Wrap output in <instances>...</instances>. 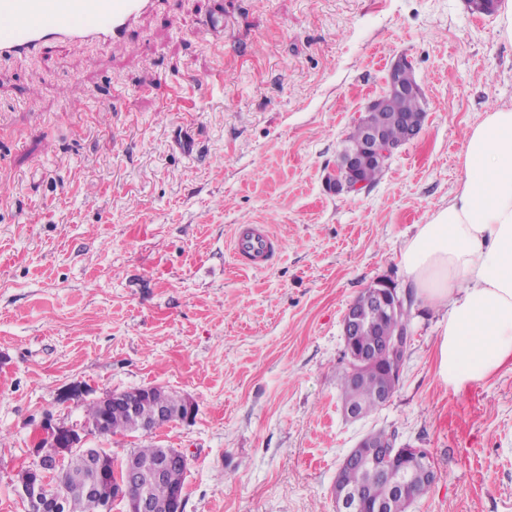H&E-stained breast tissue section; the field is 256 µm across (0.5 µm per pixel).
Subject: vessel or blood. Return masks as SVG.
Wrapping results in <instances>:
<instances>
[{
    "label": "vessel or blood",
    "mask_w": 512,
    "mask_h": 512,
    "mask_svg": "<svg viewBox=\"0 0 512 512\" xmlns=\"http://www.w3.org/2000/svg\"><path fill=\"white\" fill-rule=\"evenodd\" d=\"M158 0H0V61L37 56L45 46L123 42ZM282 242L266 225H237L233 253L239 266L272 264Z\"/></svg>",
    "instance_id": "obj_1"
}]
</instances>
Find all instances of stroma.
Listing matches in <instances>:
<instances>
[{
    "mask_svg": "<svg viewBox=\"0 0 512 512\" xmlns=\"http://www.w3.org/2000/svg\"><path fill=\"white\" fill-rule=\"evenodd\" d=\"M402 55L419 138L367 192H327ZM496 105L512 42L465 0H164L125 43L1 63L0 512H27L17 473L45 417L80 425L86 403L146 386L193 419L88 445L182 450L185 512H336L341 462L379 429L437 469L408 512H512V366L445 383L447 310L413 299L400 263ZM239 224L282 234L274 264L236 265ZM380 280L409 301L411 342L391 401L351 422L342 319Z\"/></svg>",
    "mask_w": 512,
    "mask_h": 512,
    "instance_id": "35a3bbf8",
    "label": "stroma"
}]
</instances>
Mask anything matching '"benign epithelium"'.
<instances>
[{
    "instance_id": "1",
    "label": "benign epithelium",
    "mask_w": 512,
    "mask_h": 512,
    "mask_svg": "<svg viewBox=\"0 0 512 512\" xmlns=\"http://www.w3.org/2000/svg\"><path fill=\"white\" fill-rule=\"evenodd\" d=\"M412 72V65L406 60L395 62L389 69L384 91L373 98L360 119L364 127V138L360 146L350 149L339 156L336 167L326 176L325 185L334 194L358 195L370 183L359 176V160L368 157L382 165H388L389 160L399 145L387 140L381 133L379 124L373 114L385 111L388 98L405 95L412 92H422L421 86L403 81V72ZM403 299L395 288L385 282H377L365 289L364 309L360 310L355 304H350L342 321L344 352L355 362L349 374V382L355 383L363 374L362 365L375 361L384 362L388 378L392 385L383 386L379 391V406L383 407L392 399L401 376L402 365L410 345V330L397 328L396 332L375 341L370 350H361L355 344V338L364 335L367 329L381 320L397 322V316L403 311ZM195 413V404L187 399L184 408L173 414L162 406L158 409L157 420L166 421L172 417L186 420ZM99 434L94 427H77L57 425L51 422L44 424V436L40 438L36 454L38 460L32 467L33 477L19 489L20 495L27 501L29 512H59L66 507V498L49 485V475L62 463L64 457L71 452L83 448L86 437ZM357 459L363 465L387 476L393 481V487L407 490L408 484L403 476L423 473L426 477L425 487H430L438 479L433 460L422 448L410 444L400 445L394 439L381 446L371 443L368 437H363L346 456V460ZM99 475L112 476L114 500L126 505V512H151L152 503L145 496L135 499H125L129 485L136 481V471L127 460L122 464H110L99 468ZM336 500V512H365L368 503L362 501L356 493L340 483L333 488Z\"/></svg>"
}]
</instances>
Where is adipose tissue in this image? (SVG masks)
Here are the masks:
<instances>
[{
    "instance_id": "ef3b65f1",
    "label": "adipose tissue",
    "mask_w": 512,
    "mask_h": 512,
    "mask_svg": "<svg viewBox=\"0 0 512 512\" xmlns=\"http://www.w3.org/2000/svg\"><path fill=\"white\" fill-rule=\"evenodd\" d=\"M447 205L418 225L401 263L416 298L447 307L438 373L458 385L512 362V107L485 112Z\"/></svg>"
}]
</instances>
